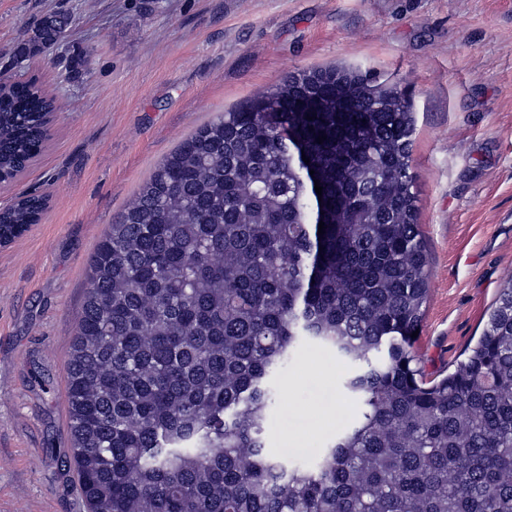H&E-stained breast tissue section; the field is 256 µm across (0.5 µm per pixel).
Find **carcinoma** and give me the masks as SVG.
Segmentation results:
<instances>
[{"label": "carcinoma", "instance_id": "1", "mask_svg": "<svg viewBox=\"0 0 512 512\" xmlns=\"http://www.w3.org/2000/svg\"><path fill=\"white\" fill-rule=\"evenodd\" d=\"M71 24L44 16L15 57ZM53 111L33 82L0 86V174L28 167ZM414 130L407 89L314 68L159 163L90 259L68 361L88 512H512V278L465 359L426 379ZM45 207L0 210V245ZM304 342L336 351L362 406L308 469L264 439L272 380Z\"/></svg>", "mask_w": 512, "mask_h": 512}]
</instances>
